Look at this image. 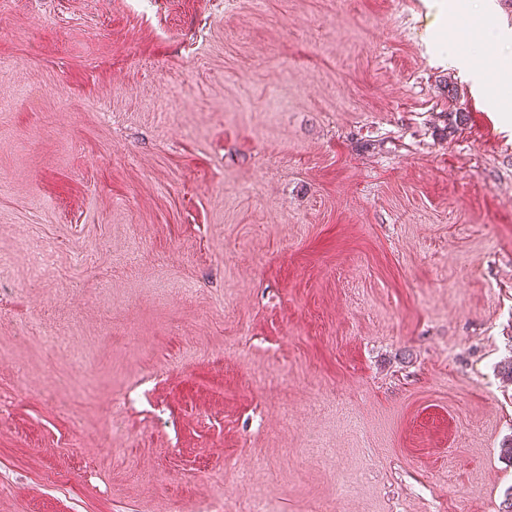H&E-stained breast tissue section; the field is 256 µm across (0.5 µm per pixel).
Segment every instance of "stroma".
Returning <instances> with one entry per match:
<instances>
[{"instance_id":"obj_1","label":"stroma","mask_w":512,"mask_h":512,"mask_svg":"<svg viewBox=\"0 0 512 512\" xmlns=\"http://www.w3.org/2000/svg\"><path fill=\"white\" fill-rule=\"evenodd\" d=\"M493 2L0 0V512H501Z\"/></svg>"}]
</instances>
